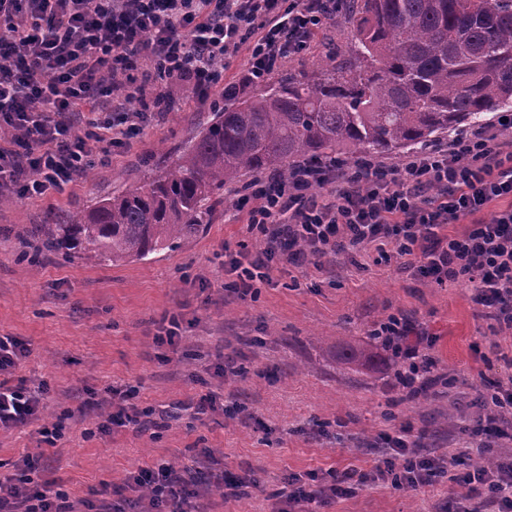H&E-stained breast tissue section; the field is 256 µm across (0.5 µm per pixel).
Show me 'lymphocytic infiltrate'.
<instances>
[{
    "mask_svg": "<svg viewBox=\"0 0 512 512\" xmlns=\"http://www.w3.org/2000/svg\"><path fill=\"white\" fill-rule=\"evenodd\" d=\"M340 0H0V193L34 200L76 183L94 164L91 134L78 117L97 112L100 141L121 135L129 120L116 96L135 99L140 59L151 62L155 82H181L197 100L223 89L225 99L243 87L267 82L290 57L306 53ZM246 49L247 66L236 82H224L227 55ZM503 208H495L498 200ZM250 230L263 246L232 259V289L253 296L269 281L274 263L307 267L336 251L358 255L373 247L396 256L436 284L464 280L485 316L512 330V138L482 129L464 130L445 146H426L396 166L370 159L354 165L332 161L289 177L255 179L238 199ZM471 219L449 235L445 226ZM378 336L418 376L428 334L392 316ZM27 342L0 336V430L38 425L44 443L64 435L63 421L46 423V385L29 386L13 375L29 356ZM112 412L97 429L146 430L154 407L136 402L132 386L110 387ZM483 438L470 444L485 455L487 441L512 432L496 424L512 409V381L496 383L485 400ZM409 428L381 434L372 472L348 466L307 479L290 477L283 505L272 512H310L379 483L417 488L447 474L442 457L413 452ZM36 458L25 457L20 475L0 478V512H70L65 494L35 481ZM467 500L485 512H512V455L490 467L457 476ZM129 497L117 503L83 500V512H199L187 471L155 460L126 479Z\"/></svg>",
    "mask_w": 512,
    "mask_h": 512,
    "instance_id": "f902f5d3",
    "label": "lymphocytic infiltrate"
}]
</instances>
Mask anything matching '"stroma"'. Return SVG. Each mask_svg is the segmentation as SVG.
I'll list each match as a JSON object with an SVG mask.
<instances>
[{
	"label": "stroma",
	"mask_w": 512,
	"mask_h": 512,
	"mask_svg": "<svg viewBox=\"0 0 512 512\" xmlns=\"http://www.w3.org/2000/svg\"><path fill=\"white\" fill-rule=\"evenodd\" d=\"M344 14L324 25L309 53L287 60L276 77L309 73L326 55L349 46ZM223 97L196 100L187 88L168 90V105L147 111L137 135L109 149L108 162L90 176L40 200L0 196V335L31 348L19 374L46 381L48 421L64 419L65 436L41 448L34 428L0 430V474L22 456L48 458L45 480L61 487L73 505L92 490L123 486L129 472L150 459L192 464L198 449L214 458L204 470L251 475V497L233 501L205 490V512H269L289 475L352 464L373 466L364 437L409 427L422 455H448L466 445L479 414L480 395L512 378V330H496L471 301L468 282L435 284L398 259L375 263L329 254L306 269L278 267L256 297L225 290L232 274L225 250L260 247L236 202L245 181L225 185L211 224L174 249L147 259L90 266L78 257L39 251L32 225L52 215L68 223L73 211L102 197L140 186L172 165ZM180 313L178 350L154 343L160 318ZM405 317L433 338L428 353L442 384L403 385L405 366L391 359L373 331L390 316ZM355 344L371 354L351 364L337 356ZM132 385L137 402L163 412L146 433L117 428L100 435L107 390ZM213 392L245 404L247 416L201 415L193 405ZM462 489L439 477L417 489L377 486L342 499L323 512H454Z\"/></svg>",
	"instance_id": "35a3bbf8"
}]
</instances>
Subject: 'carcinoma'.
Here are the masks:
<instances>
[{"mask_svg": "<svg viewBox=\"0 0 512 512\" xmlns=\"http://www.w3.org/2000/svg\"><path fill=\"white\" fill-rule=\"evenodd\" d=\"M348 56L213 114L163 174L41 224L43 247L89 265L143 260L211 223L224 185L347 152L403 154L512 109V0H354Z\"/></svg>", "mask_w": 512, "mask_h": 512, "instance_id": "cac0c4a2", "label": "carcinoma"}]
</instances>
